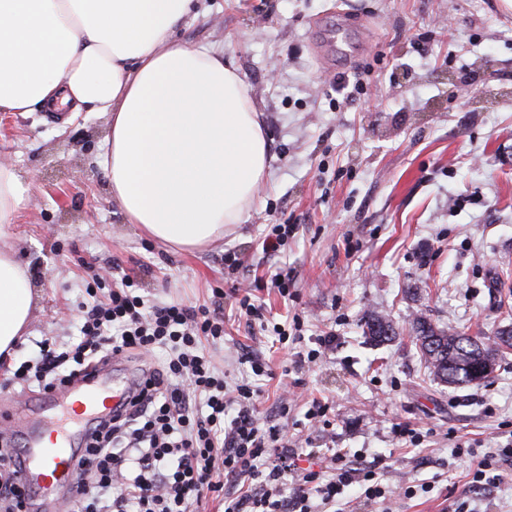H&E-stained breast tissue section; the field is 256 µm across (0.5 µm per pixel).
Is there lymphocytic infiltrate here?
Listing matches in <instances>:
<instances>
[{
	"mask_svg": "<svg viewBox=\"0 0 512 512\" xmlns=\"http://www.w3.org/2000/svg\"><path fill=\"white\" fill-rule=\"evenodd\" d=\"M112 269L114 288L82 307L73 350L41 342L34 362L14 373L47 393L115 355L149 364L124 411L85 440L68 512H197L214 495L223 497L224 512H331L353 489L374 504L393 496L376 465L353 462L341 449L324 466H300L283 428L257 416L258 380L274 375L266 363L250 359V381L233 384L217 373L202 344L224 337L222 288L207 305L151 302L120 264ZM159 348L169 351L161 363L154 360ZM22 467L11 442L0 443V512H27L15 480ZM228 476L246 490L225 491Z\"/></svg>",
	"mask_w": 512,
	"mask_h": 512,
	"instance_id": "1",
	"label": "lymphocytic infiltrate"
}]
</instances>
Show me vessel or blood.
Segmentation results:
<instances>
[{
    "label": "vessel or blood",
    "instance_id": "vessel-or-blood-1",
    "mask_svg": "<svg viewBox=\"0 0 512 512\" xmlns=\"http://www.w3.org/2000/svg\"><path fill=\"white\" fill-rule=\"evenodd\" d=\"M131 383V378L114 377L110 369L103 367L88 378L49 394V401L66 406L78 419L80 427L73 432L62 431L49 418L24 426L25 408L0 405V426L14 427L23 438L24 479L35 493L32 512H56L58 489L73 485L74 459L81 452L86 429L125 403Z\"/></svg>",
    "mask_w": 512,
    "mask_h": 512
}]
</instances>
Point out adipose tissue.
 I'll return each mask as SVG.
<instances>
[{"label": "adipose tissue", "mask_w": 512, "mask_h": 512, "mask_svg": "<svg viewBox=\"0 0 512 512\" xmlns=\"http://www.w3.org/2000/svg\"><path fill=\"white\" fill-rule=\"evenodd\" d=\"M195 0H0V113L104 112L101 166L126 223L194 252L243 223L269 175V143L223 50L175 40ZM32 181L0 161V231ZM37 298L27 264L0 246V354Z\"/></svg>", "instance_id": "ef3b65f1"}]
</instances>
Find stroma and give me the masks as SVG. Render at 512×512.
<instances>
[{
	"label": "stroma",
	"instance_id": "stroma-1",
	"mask_svg": "<svg viewBox=\"0 0 512 512\" xmlns=\"http://www.w3.org/2000/svg\"><path fill=\"white\" fill-rule=\"evenodd\" d=\"M366 23L367 53L327 70L335 55L337 9ZM177 40L222 48L251 90L271 156L268 180L242 224L200 253L142 237L126 223L99 164L108 116L80 112L69 124L44 112L0 114V155L34 183L6 242L28 263L38 304L30 336L9 361L27 360L38 341L78 343L89 270L112 286L119 259L149 300L187 305L226 289L224 338L207 345L232 377L249 375L238 357L268 363L256 403L292 444L319 461L342 448L377 462L388 484H430L389 505L356 499L346 512H512V474L471 488L470 457L512 442V347L501 348L487 380L450 388L430 381L412 344L411 320L490 342L512 328V9L502 0H200ZM465 79L474 92L463 95ZM274 224L297 230L276 254L263 242ZM242 264L228 273L225 252ZM288 271L289 297L273 285ZM261 283L255 298L270 322L304 323L296 350L250 327L232 290ZM390 315L389 344L367 343L362 319ZM332 346L312 363L294 351ZM298 398L287 412L279 402ZM328 401L327 426L307 427L312 398ZM405 425L420 444L401 439Z\"/></svg>",
	"mask_w": 512,
	"mask_h": 512
}]
</instances>
